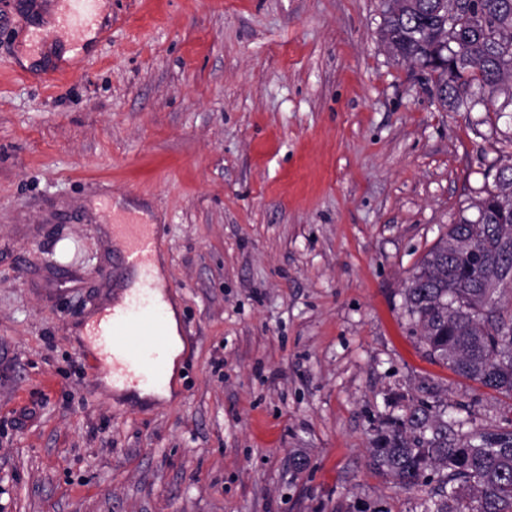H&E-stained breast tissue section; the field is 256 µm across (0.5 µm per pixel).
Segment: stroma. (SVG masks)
Masks as SVG:
<instances>
[{"label": "stroma", "instance_id": "1", "mask_svg": "<svg viewBox=\"0 0 512 512\" xmlns=\"http://www.w3.org/2000/svg\"><path fill=\"white\" fill-rule=\"evenodd\" d=\"M66 79L0 0V512H421L368 465L400 397L508 401L426 352L403 292L512 112H446L380 0H108ZM160 226L172 395L107 390L80 329L133 272L104 199Z\"/></svg>", "mask_w": 512, "mask_h": 512}]
</instances>
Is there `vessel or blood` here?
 <instances>
[{"label": "vessel or blood", "mask_w": 512, "mask_h": 512, "mask_svg": "<svg viewBox=\"0 0 512 512\" xmlns=\"http://www.w3.org/2000/svg\"><path fill=\"white\" fill-rule=\"evenodd\" d=\"M67 2L63 23L71 37H81L97 21L103 0ZM102 212L113 223L112 233L123 263L140 273L142 283L134 294L105 312L104 326L94 327L91 336L98 352L86 360L87 371L93 376L107 373L116 384L131 380L153 389L164 387L167 347L162 330L166 311L154 294L152 280L155 227L137 217L117 215L108 202Z\"/></svg>", "instance_id": "b4317fda"}]
</instances>
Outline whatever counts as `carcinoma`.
I'll use <instances>...</instances> for the list:
<instances>
[{
    "label": "carcinoma",
    "mask_w": 512,
    "mask_h": 512,
    "mask_svg": "<svg viewBox=\"0 0 512 512\" xmlns=\"http://www.w3.org/2000/svg\"><path fill=\"white\" fill-rule=\"evenodd\" d=\"M380 28L393 56L437 55L436 100L450 112L512 108V0H387ZM512 137L500 152L497 192L480 199L424 256L405 288L409 315L429 355L455 375L512 400ZM476 245L478 253L469 251ZM372 469L400 488L430 487L422 512H512V416L460 430L448 403L412 398L382 421Z\"/></svg>",
    "instance_id": "1"
}]
</instances>
